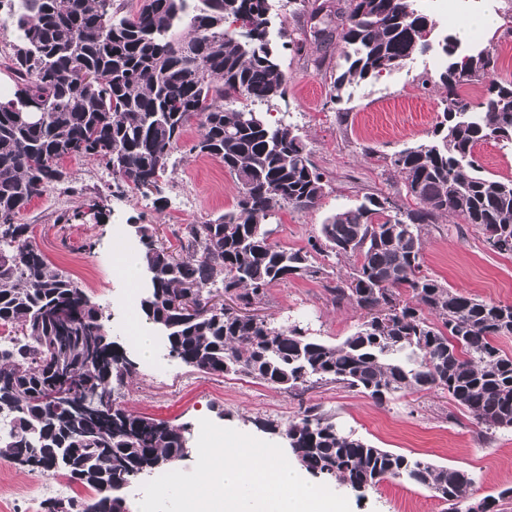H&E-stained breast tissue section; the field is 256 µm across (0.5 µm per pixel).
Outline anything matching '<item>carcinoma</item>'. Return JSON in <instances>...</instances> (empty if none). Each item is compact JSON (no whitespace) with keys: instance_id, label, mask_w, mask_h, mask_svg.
<instances>
[{"instance_id":"cac0c4a2","label":"carcinoma","mask_w":512,"mask_h":512,"mask_svg":"<svg viewBox=\"0 0 512 512\" xmlns=\"http://www.w3.org/2000/svg\"><path fill=\"white\" fill-rule=\"evenodd\" d=\"M142 0L131 14L114 0H7L17 34L13 97L0 101V456L35 460V473L55 472L95 492L50 497L43 512H121L117 488L165 469L190 453L185 428L105 407L70 417L53 396L97 392L112 403L130 378L105 340L102 314L84 292L32 246L30 225L16 218L33 199L68 181L65 155L93 159L126 192L157 185L183 132L201 130L198 153L224 163L238 185L236 207L180 229L177 253L137 224L138 257L150 276L141 300L146 320L162 331L169 354L207 374L244 376L292 396L336 383L381 403L439 390L481 427L484 436L512 430V354L495 343L512 335V304L484 301L423 271L422 230L441 216L479 229L493 251L512 255V179L476 173L474 150L488 140L512 143V81L492 78L489 50L458 52L450 35L433 45V24L417 0H345L322 43L338 37L344 67L336 94L438 47L447 57L448 90L431 139L387 161L416 207L366 194L329 215L307 250L279 246L270 224L285 206L319 205L324 176L308 145L285 123L275 126L247 108L284 94L285 78L267 32L268 0ZM248 17L257 38L226 25ZM485 84L477 104L458 88ZM39 102L42 123L22 115ZM321 260H316V257ZM345 264L327 280L332 301L365 311L338 344L289 320L240 315L209 304L224 292L244 305L262 303L271 286L292 277L322 279L326 263ZM97 364L87 362L90 349ZM281 433L311 475L354 491L397 480L431 493L448 512H470L472 479L462 469L376 448L336 429L332 417L307 407ZM68 464L51 468L55 457ZM512 500V488L487 496L478 512Z\"/></svg>"}]
</instances>
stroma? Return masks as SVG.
<instances>
[{"label":"stroma","mask_w":512,"mask_h":512,"mask_svg":"<svg viewBox=\"0 0 512 512\" xmlns=\"http://www.w3.org/2000/svg\"><path fill=\"white\" fill-rule=\"evenodd\" d=\"M295 0H273L271 36L285 73V93L253 103L269 124H293L307 143L311 158L327 180L325 195L314 209L279 210L274 218L276 241L293 250L307 247L325 218L336 208L356 204L366 193L394 197L414 207L386 155L429 139L442 109L445 90L439 76L444 57L429 51L379 78L346 88L332 101V82L344 61L339 41H315L308 13H297ZM418 8L435 22L433 40L459 33L474 14L493 16L498 26L462 39L465 49L487 47L498 53L497 73L512 80V0H418ZM198 125L184 132L172 160V173L145 194H129L115 186L104 165L79 157L61 162L64 185L34 199L19 221L31 225L32 237L49 263L74 279L89 300L99 305L105 333L135 369L115 398L129 411L196 429L201 419L277 442L260 421L287 424L301 406L315 405L332 415L338 429L368 444L407 455L423 456L438 465L466 470L471 501L512 486V430L484 439L474 420L447 394L430 390L376 403L338 385H322L295 397L258 381L238 376L204 374L168 352L165 337L155 336L151 360H143L133 339L134 322L143 320L140 300L144 272L127 277L114 270L117 225L151 224L166 245H176L172 231L232 210L238 197L234 177L219 159L192 152ZM195 200L181 208L182 196ZM81 211L82 219L63 222ZM424 267L441 282L485 301L512 303V257L492 251L478 230L448 215L426 226ZM258 315L287 317L308 327L313 337L338 343L363 320L358 308L333 305L322 281L291 278L269 288ZM55 475L38 474L0 458V512H14L17 493L55 483ZM345 496L351 512H445V505L422 489L391 480L357 493L328 480Z\"/></svg>","instance_id":"obj_1"}]
</instances>
